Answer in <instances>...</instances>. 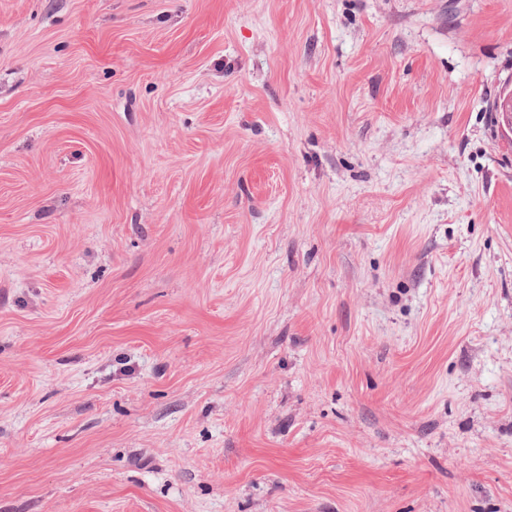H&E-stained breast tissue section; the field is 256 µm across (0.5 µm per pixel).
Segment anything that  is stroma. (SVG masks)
Returning a JSON list of instances; mask_svg holds the SVG:
<instances>
[{
    "instance_id": "obj_1",
    "label": "stroma",
    "mask_w": 512,
    "mask_h": 512,
    "mask_svg": "<svg viewBox=\"0 0 512 512\" xmlns=\"http://www.w3.org/2000/svg\"><path fill=\"white\" fill-rule=\"evenodd\" d=\"M512 0H0V512H512ZM500 132L512 139V82L499 91L493 103Z\"/></svg>"
}]
</instances>
